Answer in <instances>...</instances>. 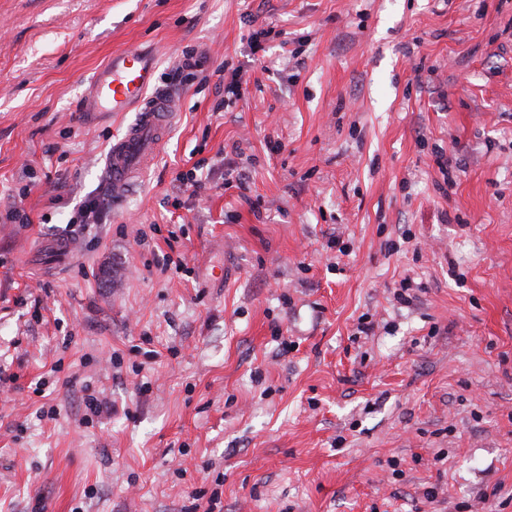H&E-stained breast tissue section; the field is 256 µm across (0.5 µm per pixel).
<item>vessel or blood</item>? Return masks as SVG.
Segmentation results:
<instances>
[{"instance_id":"obj_1","label":"vessel or blood","mask_w":512,"mask_h":512,"mask_svg":"<svg viewBox=\"0 0 512 512\" xmlns=\"http://www.w3.org/2000/svg\"><path fill=\"white\" fill-rule=\"evenodd\" d=\"M156 61L141 50L113 54L90 79L84 96L88 112H134V120L116 137L105 174L114 198L132 187L165 140L174 102L155 87Z\"/></svg>"}]
</instances>
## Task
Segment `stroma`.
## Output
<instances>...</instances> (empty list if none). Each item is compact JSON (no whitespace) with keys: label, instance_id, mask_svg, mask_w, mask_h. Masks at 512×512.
Wrapping results in <instances>:
<instances>
[{"label":"stroma","instance_id":"stroma-1","mask_svg":"<svg viewBox=\"0 0 512 512\" xmlns=\"http://www.w3.org/2000/svg\"><path fill=\"white\" fill-rule=\"evenodd\" d=\"M127 49L176 116L116 202ZM198 503L512 512V0H0V512Z\"/></svg>","mask_w":512,"mask_h":512}]
</instances>
